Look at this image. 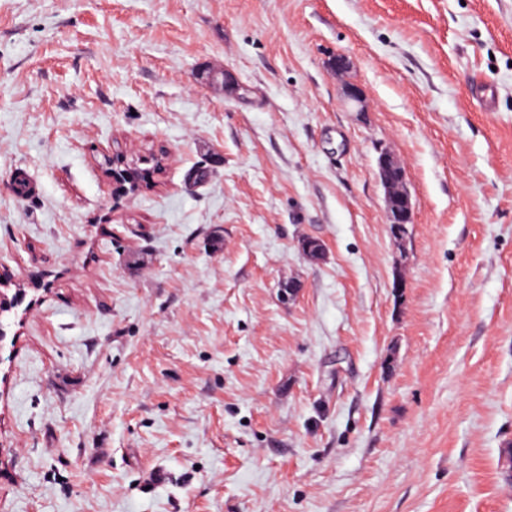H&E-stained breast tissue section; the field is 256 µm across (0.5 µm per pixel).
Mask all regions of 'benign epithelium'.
I'll return each mask as SVG.
<instances>
[{
	"instance_id": "1",
	"label": "benign epithelium",
	"mask_w": 512,
	"mask_h": 512,
	"mask_svg": "<svg viewBox=\"0 0 512 512\" xmlns=\"http://www.w3.org/2000/svg\"><path fill=\"white\" fill-rule=\"evenodd\" d=\"M124 168L112 171L118 193L126 194L138 190L140 186V167L123 155L113 158ZM378 177L384 189L386 223L391 235L396 239L404 238L408 225L413 223V204L407 186V167L394 154L387 150L377 158Z\"/></svg>"
}]
</instances>
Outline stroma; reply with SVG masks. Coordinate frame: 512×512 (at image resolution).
Returning <instances> with one entry per match:
<instances>
[{"label": "stroma", "mask_w": 512, "mask_h": 512, "mask_svg": "<svg viewBox=\"0 0 512 512\" xmlns=\"http://www.w3.org/2000/svg\"><path fill=\"white\" fill-rule=\"evenodd\" d=\"M0 293V512H512V0H0ZM378 177L384 189L386 223L391 235L401 240L413 223V204L407 186V167L387 150L377 158ZM119 161V164L124 165L123 169L112 170V177L115 179L119 194H128L129 189L136 191L140 186V176L138 170L140 167L134 161H129L123 155H116L112 159V164ZM128 185V186H127Z\"/></svg>", "instance_id": "obj_1"}]
</instances>
